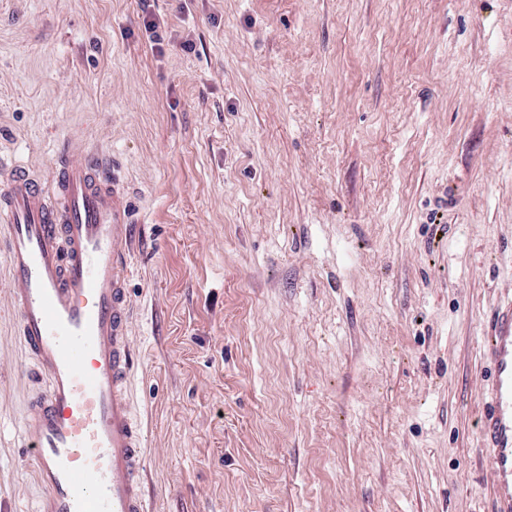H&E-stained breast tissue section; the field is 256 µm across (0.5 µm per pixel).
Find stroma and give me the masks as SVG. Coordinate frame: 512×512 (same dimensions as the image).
<instances>
[{"mask_svg":"<svg viewBox=\"0 0 512 512\" xmlns=\"http://www.w3.org/2000/svg\"><path fill=\"white\" fill-rule=\"evenodd\" d=\"M90 148L134 210L151 512H491L512 0H0V156ZM32 373L0 251L9 512Z\"/></svg>","mask_w":512,"mask_h":512,"instance_id":"35a3bbf8","label":"stroma"}]
</instances>
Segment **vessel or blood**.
Instances as JSON below:
<instances>
[{
  "label": "vessel or blood",
  "instance_id": "1",
  "mask_svg": "<svg viewBox=\"0 0 512 512\" xmlns=\"http://www.w3.org/2000/svg\"><path fill=\"white\" fill-rule=\"evenodd\" d=\"M0 248L20 340L46 392L21 429L42 488L35 512H149L129 342L130 197L110 161L62 157L49 182L0 158ZM479 415L494 512H512V296L492 311Z\"/></svg>",
  "mask_w": 512,
  "mask_h": 512
}]
</instances>
